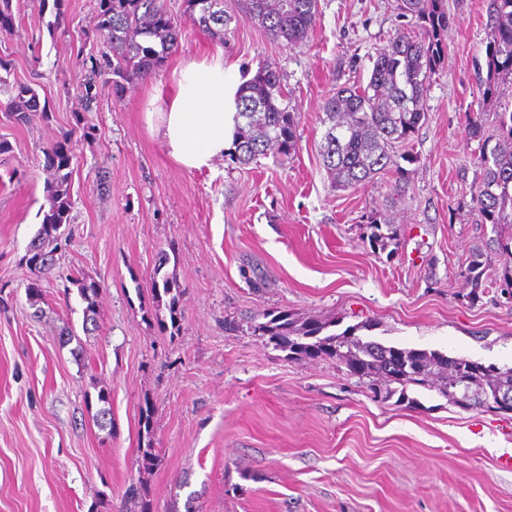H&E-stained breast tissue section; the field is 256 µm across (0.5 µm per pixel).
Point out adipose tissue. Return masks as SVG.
<instances>
[{
    "label": "adipose tissue",
    "mask_w": 512,
    "mask_h": 512,
    "mask_svg": "<svg viewBox=\"0 0 512 512\" xmlns=\"http://www.w3.org/2000/svg\"><path fill=\"white\" fill-rule=\"evenodd\" d=\"M239 89L227 80L223 54L185 61L175 73L174 91L148 99L146 123L176 163L212 169L234 142Z\"/></svg>",
    "instance_id": "obj_1"
}]
</instances>
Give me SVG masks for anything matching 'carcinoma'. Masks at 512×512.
I'll return each instance as SVG.
<instances>
[{"mask_svg": "<svg viewBox=\"0 0 512 512\" xmlns=\"http://www.w3.org/2000/svg\"><path fill=\"white\" fill-rule=\"evenodd\" d=\"M246 16L274 40L295 45L313 27L318 0H240ZM401 15L417 19L425 37L414 40L394 34L378 49L370 79L364 87L339 86L323 106L328 126L320 155L324 168L338 188H357L373 182L393 169L401 172L394 149L406 142L425 118L429 78L445 56L448 12L443 0H400ZM486 12L491 38L486 45V78L480 81L482 96H499L501 84L512 78V0H487ZM185 14L195 26L213 37L224 38L232 16L224 0H187ZM12 0H0V31L13 29ZM97 31L104 36L108 51L91 73L107 70L125 81L143 79L161 65L177 44L180 25L163 0H98ZM281 70L268 64L259 68L240 90L234 160L247 164L269 152L287 155L297 143V113L285 103ZM0 90L9 95V115L18 125L29 121L32 112H47V104L28 84L9 83L0 76ZM468 135L479 141L477 164L480 181L471 194L472 210L481 223L492 225V243L512 253V110L497 114L495 133H485L481 117L468 124ZM49 172L46 192L52 200L37 236L30 242L23 261L32 271L47 275L55 267V252L71 224L70 188L74 167L70 137L52 143L44 153ZM475 299L482 286L484 268L474 259L468 266ZM83 309V330L95 321L101 284L86 277H74ZM154 297H169L170 324H161L174 336L180 331L179 308L182 290L168 278L152 280ZM251 334L291 357L311 360L334 359L349 375L359 377L377 401L397 398L417 406L409 396L411 386L433 388L449 403L463 410L512 413V404L490 407L499 395L512 401V367L484 365L464 357L437 351L386 346L365 340L357 331L370 324L349 326L340 333L323 334L327 325L317 319L298 318L286 310L263 311L250 318ZM103 404L96 422L112 426L109 394L98 392Z\"/></svg>", "mask_w": 512, "mask_h": 512, "instance_id": "1", "label": "carcinoma"}]
</instances>
